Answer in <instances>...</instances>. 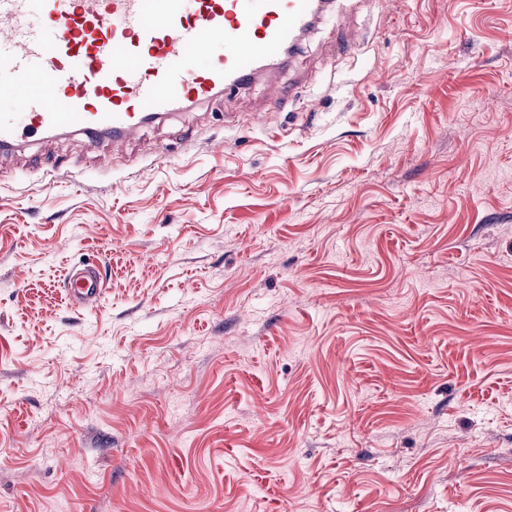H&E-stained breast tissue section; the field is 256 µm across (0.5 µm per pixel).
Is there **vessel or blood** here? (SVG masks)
Wrapping results in <instances>:
<instances>
[{"label": "vessel or blood", "instance_id": "b4317fda", "mask_svg": "<svg viewBox=\"0 0 512 512\" xmlns=\"http://www.w3.org/2000/svg\"><path fill=\"white\" fill-rule=\"evenodd\" d=\"M329 3L0 0V86L32 85L18 112L0 114V154L67 133L122 142L247 89L297 51ZM65 288L76 304L98 300L96 268L72 269Z\"/></svg>", "mask_w": 512, "mask_h": 512}]
</instances>
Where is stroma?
I'll return each mask as SVG.
<instances>
[{"label":"stroma","mask_w":512,"mask_h":512,"mask_svg":"<svg viewBox=\"0 0 512 512\" xmlns=\"http://www.w3.org/2000/svg\"><path fill=\"white\" fill-rule=\"evenodd\" d=\"M328 10L222 103L0 154V512H512V0ZM67 296L75 304H87L100 297L99 277L95 267L74 268L66 277Z\"/></svg>","instance_id":"1"}]
</instances>
